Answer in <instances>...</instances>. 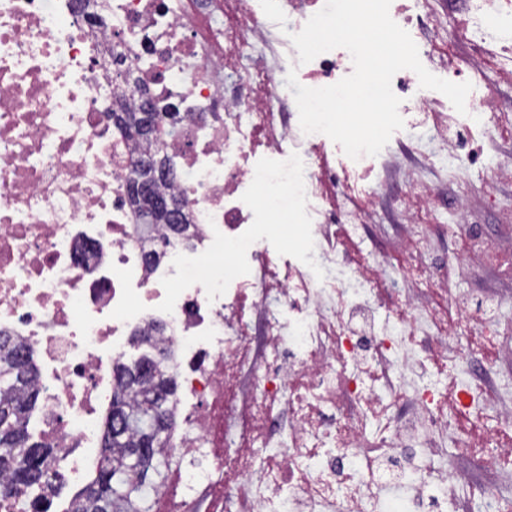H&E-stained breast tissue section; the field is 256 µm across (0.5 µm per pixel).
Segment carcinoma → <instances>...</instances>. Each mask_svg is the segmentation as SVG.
Segmentation results:
<instances>
[{
  "mask_svg": "<svg viewBox=\"0 0 512 512\" xmlns=\"http://www.w3.org/2000/svg\"><path fill=\"white\" fill-rule=\"evenodd\" d=\"M118 129L127 137L147 145L149 156L164 149L157 135V113H150V133L143 132L145 119L140 112L112 113ZM159 180L139 171L128 181L131 202L147 223L167 220L162 206L169 197ZM115 389L105 418L102 448L95 475L71 499L66 512H151L150 497L157 482L149 472L162 475L168 461L161 455L163 437L156 424L168 430L171 418L164 407L176 392L175 381L165 376L154 360L144 357L114 372ZM41 389L36 383V367L9 336L0 337V498L19 494L33 496L48 480L44 470L47 453L29 433L27 419L35 410Z\"/></svg>",
  "mask_w": 512,
  "mask_h": 512,
  "instance_id": "1",
  "label": "carcinoma"
}]
</instances>
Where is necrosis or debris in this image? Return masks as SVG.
Listing matches in <instances>:
<instances>
[{
    "label": "necrosis or debris",
    "mask_w": 512,
    "mask_h": 512,
    "mask_svg": "<svg viewBox=\"0 0 512 512\" xmlns=\"http://www.w3.org/2000/svg\"><path fill=\"white\" fill-rule=\"evenodd\" d=\"M0 0V334L35 353L53 501L84 479L101 443L99 412L113 369L141 333L167 357L169 480L154 512H459L449 481L469 483L483 512H506L495 484L434 463L451 411L497 422L469 385L447 403L440 375L409 383L417 363L475 377L452 351L473 326L495 334V306L463 310L452 337L425 330V297L441 289L417 264L391 275L387 257L351 255L322 199L335 179L349 202L370 199L357 165L330 177L320 134L291 123L286 74L274 58L325 0ZM473 46L500 44L512 67V0H453ZM261 43L269 60L226 75L230 53ZM149 100L185 200L186 227L145 224L126 184L144 146L112 123L117 104ZM304 148L300 190L313 204L322 274L283 267L252 245L237 258L256 192L288 184L242 159L264 141ZM161 278L146 256L163 236ZM267 455L255 467L254 447ZM376 449L379 467L363 465ZM223 462L215 484L210 464Z\"/></svg>",
    "instance_id": "1"
}]
</instances>
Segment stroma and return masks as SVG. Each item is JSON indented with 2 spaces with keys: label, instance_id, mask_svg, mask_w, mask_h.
<instances>
[{
  "label": "stroma",
  "instance_id": "obj_1",
  "mask_svg": "<svg viewBox=\"0 0 512 512\" xmlns=\"http://www.w3.org/2000/svg\"><path fill=\"white\" fill-rule=\"evenodd\" d=\"M445 9V0H428L427 11L435 24L422 32L424 49L420 54L422 64L443 79L448 76L441 64L443 57L475 52L474 47L455 37ZM483 84L499 102L501 112L499 130L481 136L468 131L464 115L442 93L421 88L416 82L400 92L402 104L424 100L432 105L433 114L428 124L404 126L397 133L398 139L424 138L435 128L449 133L456 139L463 168L453 176L448 172L447 158L405 160L397 151L396 141L388 142L379 155L369 158V181L379 188L380 200L372 209L365 231L380 253L400 259L406 232L403 218L407 213H415L417 223L424 225L455 223L458 214L449 202L464 191L469 194L470 222L497 239L512 240V166L504 164L507 157H512V141H503L499 134L500 129L512 126V73L486 67ZM426 188L432 189L434 196L423 205L417 193ZM287 206L293 218L291 228L264 235V246L281 262L299 265L305 260L309 242L307 227L301 220L307 203L295 193L289 195ZM454 286L470 304L485 299L497 301L499 340L512 346V255L474 259L470 272L458 278ZM488 368L492 389H485V382L480 379L473 381V389L484 392L498 407L512 409V360L501 355Z\"/></svg>",
  "mask_w": 512,
  "mask_h": 512
}]
</instances>
